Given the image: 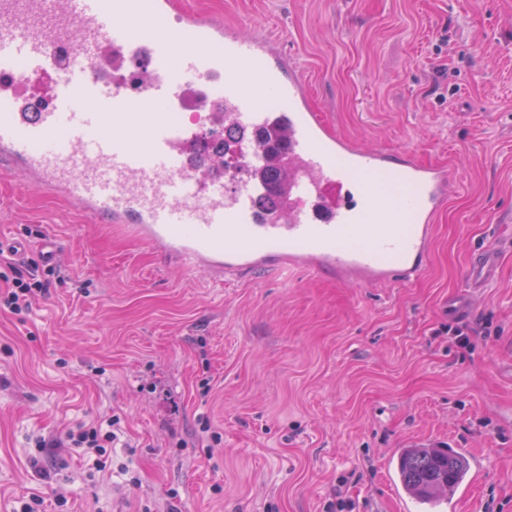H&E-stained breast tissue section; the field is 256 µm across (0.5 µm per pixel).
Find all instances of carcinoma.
Listing matches in <instances>:
<instances>
[{"instance_id":"1","label":"carcinoma","mask_w":512,"mask_h":512,"mask_svg":"<svg viewBox=\"0 0 512 512\" xmlns=\"http://www.w3.org/2000/svg\"><path fill=\"white\" fill-rule=\"evenodd\" d=\"M396 469L403 488L414 498L430 501L448 496V489L460 472L467 469L465 460L448 448L414 445L398 452Z\"/></svg>"}]
</instances>
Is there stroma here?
Returning a JSON list of instances; mask_svg holds the SVG:
<instances>
[{
    "label": "stroma",
    "mask_w": 512,
    "mask_h": 512,
    "mask_svg": "<svg viewBox=\"0 0 512 512\" xmlns=\"http://www.w3.org/2000/svg\"><path fill=\"white\" fill-rule=\"evenodd\" d=\"M191 11L271 39L340 135L460 189L412 283L218 282L0 172V271L62 246L59 282L0 310V512H426L392 460L429 443L485 462L455 512H512V0H174L165 26ZM483 249L464 321L448 299ZM103 414L121 432L100 472L63 437ZM495 260V252L490 249L478 252L468 270L469 294H474L478 288H484L489 281L487 274Z\"/></svg>",
    "instance_id": "obj_1"
}]
</instances>
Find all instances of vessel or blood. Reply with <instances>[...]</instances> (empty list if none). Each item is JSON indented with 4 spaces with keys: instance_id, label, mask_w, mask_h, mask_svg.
Listing matches in <instances>:
<instances>
[{
    "instance_id": "1",
    "label": "vessel or blood",
    "mask_w": 512,
    "mask_h": 512,
    "mask_svg": "<svg viewBox=\"0 0 512 512\" xmlns=\"http://www.w3.org/2000/svg\"><path fill=\"white\" fill-rule=\"evenodd\" d=\"M172 0H0V169L106 224H124L186 268L244 276L300 267L342 283H406L426 270L433 220L457 183L412 153L343 139L309 103L298 69L265 42L201 13L163 26ZM86 58L68 66L60 47ZM144 59L137 93L122 74ZM67 72L68 88L54 78ZM223 90L213 123L237 127L234 155L271 158L225 190L215 165L192 170L197 201L180 199L190 142L168 112L188 93ZM284 104L281 112L268 100ZM493 250L468 270L485 287Z\"/></svg>"
}]
</instances>
